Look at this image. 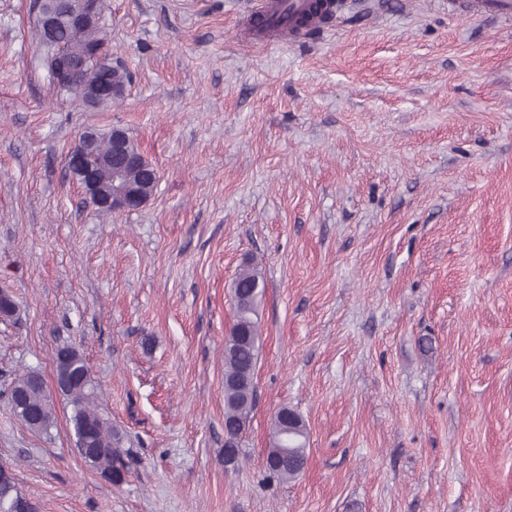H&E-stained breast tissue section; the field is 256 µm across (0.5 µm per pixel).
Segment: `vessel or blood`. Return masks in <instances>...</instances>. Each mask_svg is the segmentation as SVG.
I'll return each instance as SVG.
<instances>
[{
	"label": "vessel or blood",
	"instance_id": "b4317fda",
	"mask_svg": "<svg viewBox=\"0 0 512 512\" xmlns=\"http://www.w3.org/2000/svg\"><path fill=\"white\" fill-rule=\"evenodd\" d=\"M254 12L262 19L261 24L249 27V35L255 41L281 38L287 28L301 19L307 20L310 28L320 29L334 16L333 6L318 5L316 0H256Z\"/></svg>",
	"mask_w": 512,
	"mask_h": 512
}]
</instances>
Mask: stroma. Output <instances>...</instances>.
I'll return each mask as SVG.
<instances>
[{
  "instance_id": "stroma-1",
  "label": "stroma",
  "mask_w": 512,
  "mask_h": 512,
  "mask_svg": "<svg viewBox=\"0 0 512 512\" xmlns=\"http://www.w3.org/2000/svg\"><path fill=\"white\" fill-rule=\"evenodd\" d=\"M34 0H0V466L36 512H512V21L452 0H346L317 38L258 44L251 0H102L132 81L57 95ZM120 127L150 200L99 217L64 158ZM263 265L255 407L224 463V339ZM432 344L422 351L421 339ZM78 347L128 474L7 389ZM290 408L309 459L265 469Z\"/></svg>"
}]
</instances>
